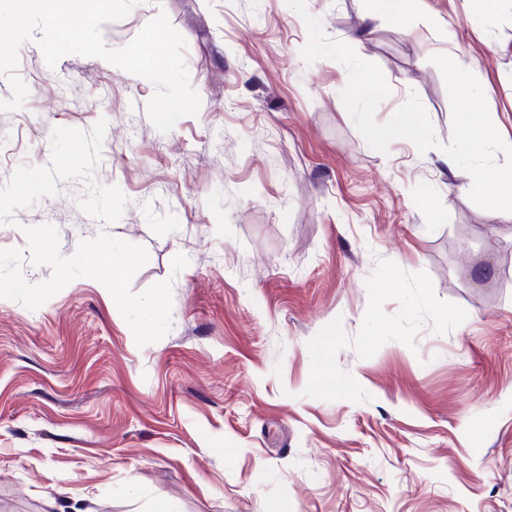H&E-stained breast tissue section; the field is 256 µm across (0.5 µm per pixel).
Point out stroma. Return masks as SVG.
<instances>
[{
    "label": "stroma",
    "mask_w": 512,
    "mask_h": 512,
    "mask_svg": "<svg viewBox=\"0 0 512 512\" xmlns=\"http://www.w3.org/2000/svg\"><path fill=\"white\" fill-rule=\"evenodd\" d=\"M377 64L387 122L417 96L438 144L367 143L347 68L306 63L286 0H140L187 42L196 115L159 132L150 81L96 57L0 111V512H512V219L441 150L430 58L461 60L512 144V0H306ZM127 259L124 305L103 289ZM164 299L153 321L147 307Z\"/></svg>",
    "instance_id": "obj_1"
}]
</instances>
